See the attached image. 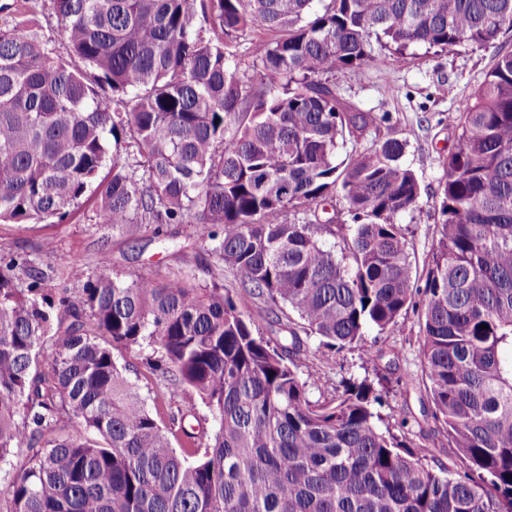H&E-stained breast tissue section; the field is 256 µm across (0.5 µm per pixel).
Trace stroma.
Masks as SVG:
<instances>
[{
	"mask_svg": "<svg viewBox=\"0 0 512 512\" xmlns=\"http://www.w3.org/2000/svg\"><path fill=\"white\" fill-rule=\"evenodd\" d=\"M26 19L30 29L65 51L62 24L48 8L47 0H0V29ZM493 63L492 51L448 50L438 54L417 49L406 65L386 64L336 73L333 81L340 93L360 107L389 113L391 120L371 135L381 141L397 137L406 142L402 161L414 171L421 186L418 209L403 215L401 224L408 230L410 252L417 266H425L435 242L436 224L441 221L442 161L457 144L456 106L469 97ZM52 238L54 250L44 262L65 269L77 262L94 268L101 255H109L112 266L122 273L161 277L181 265L180 250L194 246L189 224L164 226L162 236L143 233L138 243L113 236L111 229L91 223L84 214L64 224L0 223V247L37 251L44 238ZM377 344L395 350L396 363H363L357 351L345 349L329 359L310 364L318 377L309 381L312 399L330 398L342 390L343 381L381 380L383 404L379 409L391 428L407 422L412 440L422 441L429 453L447 460L448 439L427 410L430 406L423 385L419 320L408 312L393 332L379 336Z\"/></svg>",
	"mask_w": 512,
	"mask_h": 512,
	"instance_id": "obj_1",
	"label": "stroma"
}]
</instances>
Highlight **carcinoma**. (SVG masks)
Returning a JSON list of instances; mask_svg holds the SVG:
<instances>
[{
	"instance_id": "1",
	"label": "carcinoma",
	"mask_w": 512,
	"mask_h": 512,
	"mask_svg": "<svg viewBox=\"0 0 512 512\" xmlns=\"http://www.w3.org/2000/svg\"><path fill=\"white\" fill-rule=\"evenodd\" d=\"M48 6L66 53L24 20L0 31V221L62 224L93 194L112 235L192 224L214 263L202 284L195 250L153 278L0 248V470L28 450L5 512H512V0ZM246 31L266 35L250 76L229 51ZM418 47L494 49L456 109L421 275L405 141L339 158L390 117L329 80ZM255 307L290 341L267 340ZM411 309L452 469L378 426L372 383L313 401L302 378L347 347L381 360L367 330ZM118 349L197 395L211 429L148 404Z\"/></svg>"
}]
</instances>
